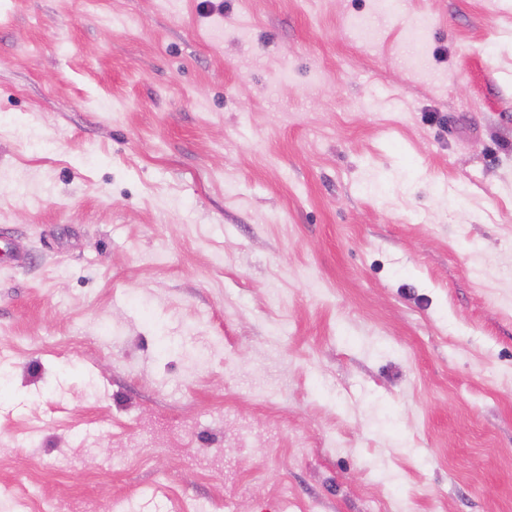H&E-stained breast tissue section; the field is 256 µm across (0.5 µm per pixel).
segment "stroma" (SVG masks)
Here are the masks:
<instances>
[{
	"mask_svg": "<svg viewBox=\"0 0 512 512\" xmlns=\"http://www.w3.org/2000/svg\"><path fill=\"white\" fill-rule=\"evenodd\" d=\"M375 2L0 0V512H512V0Z\"/></svg>",
	"mask_w": 512,
	"mask_h": 512,
	"instance_id": "1",
	"label": "stroma"
}]
</instances>
